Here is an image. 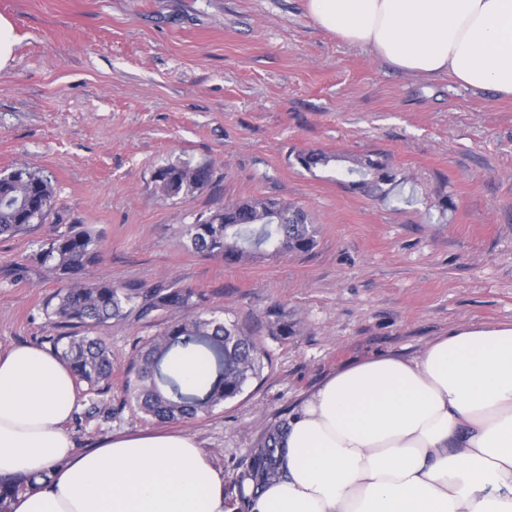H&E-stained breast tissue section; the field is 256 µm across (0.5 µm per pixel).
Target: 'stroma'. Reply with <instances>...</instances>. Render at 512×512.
I'll list each match as a JSON object with an SVG mask.
<instances>
[{
	"mask_svg": "<svg viewBox=\"0 0 512 512\" xmlns=\"http://www.w3.org/2000/svg\"><path fill=\"white\" fill-rule=\"evenodd\" d=\"M0 15L17 37L0 69V175L42 172L56 197L44 223L0 238V351L49 335L42 306L62 283L33 255L72 224L100 235L92 276L204 293L271 357L242 395L175 424L235 512L252 451L336 370L415 356L461 325L512 324V100L398 72L319 30L306 0H0ZM312 151L385 159L398 181L363 191L335 166H301ZM187 162L211 182L163 196L157 167ZM258 197L307 210L316 247L244 265L187 247L197 216ZM276 305L297 323L285 340L266 332ZM180 317L101 329L112 413L85 419L78 384L76 448L167 430L124 407V382L136 345Z\"/></svg>",
	"mask_w": 512,
	"mask_h": 512,
	"instance_id": "35a3bbf8",
	"label": "stroma"
}]
</instances>
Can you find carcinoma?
Segmentation results:
<instances>
[{
  "mask_svg": "<svg viewBox=\"0 0 512 512\" xmlns=\"http://www.w3.org/2000/svg\"><path fill=\"white\" fill-rule=\"evenodd\" d=\"M304 167L327 166L335 155L309 153L299 156ZM356 176L354 184L381 194L396 183V174L381 162L365 166L356 161L346 167ZM212 174L203 164L165 165L154 181L165 196L178 197L207 185ZM55 203L51 180L28 168L0 176V236L28 233L45 221ZM184 234L197 253L221 255L240 264L258 253L304 254L315 246V229L301 209L267 198H252L224 205V210L200 215L185 226ZM98 258V237L89 229L71 224L50 242L40 246L34 259L70 286L54 292L43 313L53 328L62 332L45 337L74 377L96 394L108 389L112 379V350L96 335L98 328L131 315L147 320L156 312L181 309L182 319L145 341L137 351L125 383V401L149 420H190L212 413L241 395L250 382L260 378L270 355L262 342L237 324L200 310L203 295L188 288L167 285L142 290L133 285L116 286L103 278L85 279ZM269 333L286 339L295 334V324L282 309L271 312ZM186 352L204 356L210 377L188 388L175 362ZM282 426L269 430L265 444L254 449L241 481L259 488L280 476L278 448ZM48 479L43 474L19 479H0V512H10L19 493L37 489Z\"/></svg>",
  "mask_w": 512,
  "mask_h": 512,
  "instance_id": "1",
  "label": "carcinoma"
}]
</instances>
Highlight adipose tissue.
<instances>
[{
  "label": "adipose tissue",
  "mask_w": 512,
  "mask_h": 512,
  "mask_svg": "<svg viewBox=\"0 0 512 512\" xmlns=\"http://www.w3.org/2000/svg\"><path fill=\"white\" fill-rule=\"evenodd\" d=\"M315 25L399 72L512 97V0H307ZM74 378L42 349L0 352V478L49 474L11 512H230L189 435L77 450ZM284 476L250 512H512V324L462 325L411 358L373 357L310 393Z\"/></svg>",
  "instance_id": "1"
}]
</instances>
